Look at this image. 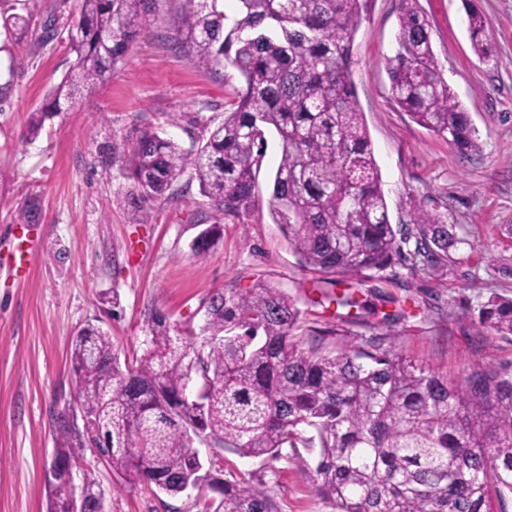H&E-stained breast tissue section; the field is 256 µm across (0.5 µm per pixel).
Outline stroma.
I'll use <instances>...</instances> for the list:
<instances>
[{
  "label": "stroma",
  "instance_id": "stroma-1",
  "mask_svg": "<svg viewBox=\"0 0 512 512\" xmlns=\"http://www.w3.org/2000/svg\"><path fill=\"white\" fill-rule=\"evenodd\" d=\"M494 46L495 62L474 52L463 0H416L431 24L437 63L466 107L479 149L462 156L395 105L383 61L396 48L399 0H370L353 39L352 81L380 168L391 224L412 205L441 214L461 243L436 279L399 261L365 278L359 290L370 313L337 316L320 304L312 275L299 264L268 209L270 180L281 155L270 138L257 176L256 204L236 220L211 207L197 181H179L144 197L109 144L145 129L190 152L207 129L233 111L243 86L230 65L192 63L172 39L184 0H156L143 26L96 94H78L24 140L29 112L45 103L74 56L69 36L78 0H0V18H27L16 41L0 27V512H47L46 472L61 446L56 419L75 406L71 342L87 325L108 332L119 360L143 354L148 314L159 310L194 327L213 291H246L265 279L300 311L293 334L300 350L337 354L354 348L408 356L451 378L475 365L512 372V339L481 334L473 322L492 294L512 296V0H474ZM40 208L30 213L27 201ZM34 224L38 247L25 279L10 267L13 231ZM223 237L202 259L191 245L209 225ZM205 467L229 479L252 478L277 512H335L305 470L311 455L245 458L195 441ZM75 485L94 479L112 512H205L190 490L170 497L129 485L82 449Z\"/></svg>",
  "mask_w": 512,
  "mask_h": 512
}]
</instances>
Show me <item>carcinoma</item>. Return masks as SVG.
Here are the masks:
<instances>
[{
	"label": "carcinoma",
	"instance_id": "obj_1",
	"mask_svg": "<svg viewBox=\"0 0 512 512\" xmlns=\"http://www.w3.org/2000/svg\"><path fill=\"white\" fill-rule=\"evenodd\" d=\"M151 0H80L69 48L72 73L30 113L34 139L60 100L100 87L128 44L150 22ZM228 17L213 0H185L175 41L196 64L227 62L244 80L236 109L209 129L194 155L172 138L144 130L108 154L129 157L142 193L162 196L187 170L224 215L255 207L266 134L281 144L271 177L269 211L301 267L317 276L336 306L366 309L359 290L336 291L349 275L362 281L403 260L441 277L460 243L443 217L415 206L404 225L390 223L363 112L351 78L352 42L368 0H237ZM394 54L384 60L395 104L468 156L476 129L438 67L430 23L414 0H399ZM476 54L494 60L486 23L466 10ZM220 225L192 243L203 257ZM414 243V249L404 246ZM199 331L154 311L145 353L120 363L112 337L82 328L72 341L83 426L59 423L61 470L49 484L47 512H70L80 494L72 468L90 436L109 468L129 484L175 497L188 488L211 493L213 512H274L265 492L241 477L220 479L192 449L201 436L246 458L282 450L315 453L316 493L336 512H489L490 497L512 498V373L478 365L450 380L414 360L362 348L321 356L297 347L300 311L286 293L260 280L245 293L222 289L203 304ZM475 323L512 336V297L494 294ZM112 369H107V364Z\"/></svg>",
	"mask_w": 512,
	"mask_h": 512
}]
</instances>
